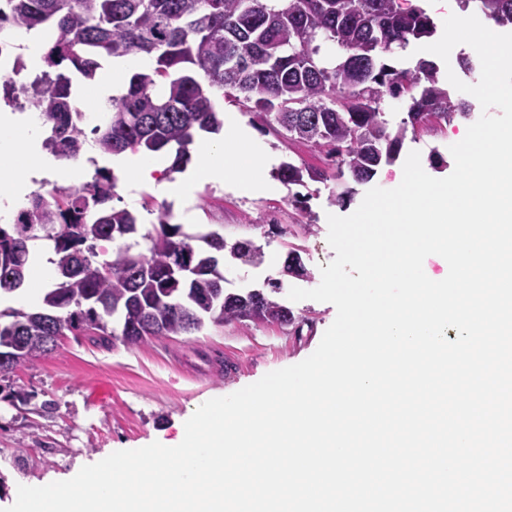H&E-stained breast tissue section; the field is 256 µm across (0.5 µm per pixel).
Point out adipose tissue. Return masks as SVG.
<instances>
[{"label":"adipose tissue","mask_w":512,"mask_h":512,"mask_svg":"<svg viewBox=\"0 0 512 512\" xmlns=\"http://www.w3.org/2000/svg\"><path fill=\"white\" fill-rule=\"evenodd\" d=\"M200 164L194 176L169 182L163 177L168 161L150 152L123 153L113 156L112 165L125 173L131 185L156 184L165 192L192 196L199 181L230 187L255 195L266 190L259 148L248 136L237 133L207 140L199 146ZM0 170L8 175L6 187L0 188V223H10L24 203L35 181L54 171L52 160L43 150L41 121L37 113L19 115L0 106ZM56 268L47 253L35 252L27 269L31 284L28 292L1 298L7 304L37 308L42 290L54 280Z\"/></svg>","instance_id":"adipose-tissue-1"}]
</instances>
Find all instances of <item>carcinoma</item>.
<instances>
[{
	"label": "carcinoma",
	"instance_id": "obj_1",
	"mask_svg": "<svg viewBox=\"0 0 512 512\" xmlns=\"http://www.w3.org/2000/svg\"><path fill=\"white\" fill-rule=\"evenodd\" d=\"M464 12L512 26V0H459ZM49 27L55 40L47 69L29 82L0 84L6 103L39 114L50 125L45 149L78 157L88 146L103 154L165 151L168 173L184 171L199 131L223 122L215 98L238 102L261 130L298 142L329 158L340 179L369 183L378 167L394 163L408 130L468 119L474 105L455 96L432 60L387 63L382 52L408 51L436 33L418 5L400 0H0V52L17 48L13 34ZM142 55L150 70L132 75L124 93L109 99L102 123L86 132L72 103L76 76L92 78L105 58ZM404 103L397 128L385 100ZM274 176L285 184L327 179L323 170L282 162ZM117 178L98 169L75 192L49 200L32 195L18 219L0 225V291L24 282L30 245L54 244L59 282L36 312L12 309L0 322V341L14 356L0 358V377L21 362L50 353L67 331L102 342L121 336L142 346L158 336H180L216 324H292L293 312L259 291L228 292L212 252L230 249L252 265L263 262L250 240L227 245L219 232L190 234L158 214L147 251L130 242L139 218L111 205ZM119 242L115 258L99 264L97 242ZM118 317L120 330H108Z\"/></svg>",
	"mask_w": 512,
	"mask_h": 512
}]
</instances>
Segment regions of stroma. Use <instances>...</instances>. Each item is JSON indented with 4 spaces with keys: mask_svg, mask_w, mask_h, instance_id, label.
Instances as JSON below:
<instances>
[{
    "mask_svg": "<svg viewBox=\"0 0 512 512\" xmlns=\"http://www.w3.org/2000/svg\"><path fill=\"white\" fill-rule=\"evenodd\" d=\"M217 110L228 125L251 133L268 168L300 160L327 168L325 155L252 128L240 105L224 99ZM468 126V121L457 119L442 133L419 131L416 139L405 140L403 149L419 151L429 175L446 177L454 162L449 147L459 142ZM368 187L348 176L305 181L299 189L308 199L303 213L289 204L288 187L278 180L261 195L204 183L190 202L161 199L146 184L132 202L124 185H117L113 205L135 212L141 231L152 230L158 208L165 203L178 223L186 212H193L189 230L217 229L227 243L249 240L261 246V265L229 255L220 261L226 290L265 291L270 283L279 282L276 300L289 305L297 319L309 320L312 330L299 336L293 327L279 324L209 322L188 335L157 337L140 347L116 339L107 348L79 334L59 337L51 354L22 363L0 378V512L9 506L18 485H44L101 455L147 446L207 400L230 395L268 372L310 356L334 321L336 309L314 300L290 302L288 292L294 286L319 285L321 266L335 256L327 241L328 215L351 214ZM347 189L353 192L351 201L344 206L334 203L333 195ZM291 252L299 255L303 275L286 272Z\"/></svg>",
    "mask_w": 512,
    "mask_h": 512,
    "instance_id": "obj_1",
    "label": "stroma"
}]
</instances>
